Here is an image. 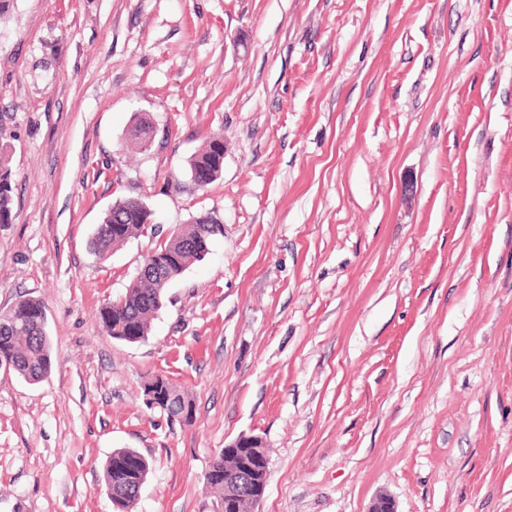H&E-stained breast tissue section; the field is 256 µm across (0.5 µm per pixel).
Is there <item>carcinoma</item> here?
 Instances as JSON below:
<instances>
[{
  "label": "carcinoma",
  "mask_w": 512,
  "mask_h": 512,
  "mask_svg": "<svg viewBox=\"0 0 512 512\" xmlns=\"http://www.w3.org/2000/svg\"><path fill=\"white\" fill-rule=\"evenodd\" d=\"M150 123L141 115L134 117L127 132L130 146L148 145ZM11 156L0 148V224L12 223ZM191 176L219 178L224 169V136H213L206 146L189 160ZM151 212L136 198L116 201L97 225L92 248L105 261L112 251L137 237L148 224ZM224 231L207 216L193 218L175 226L168 240L156 247L158 258L151 270L137 277L117 300L104 304L98 313L106 334L116 340L137 343L144 340L151 322L163 305L167 286L208 252L211 242ZM0 359L25 380L40 382L51 371L53 350L46 331V308L42 301L19 300L5 315H0ZM156 385L170 392L173 415L178 416L190 403L175 387L162 378ZM236 459L219 453L206 473L208 486L224 501V469H232ZM150 473L148 459L134 448H115L103 463V494L111 501L114 512H128L126 494L141 488Z\"/></svg>",
  "instance_id": "obj_1"
}]
</instances>
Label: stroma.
<instances>
[{
	"instance_id": "35a3bbf8",
	"label": "stroma",
	"mask_w": 512,
	"mask_h": 512,
	"mask_svg": "<svg viewBox=\"0 0 512 512\" xmlns=\"http://www.w3.org/2000/svg\"><path fill=\"white\" fill-rule=\"evenodd\" d=\"M0 147V313L42 300L54 351L36 384L0 368V512H113L116 448L151 463L135 512H218L205 474L242 435L269 451L256 512H512V0H10ZM124 198L153 222L99 262ZM201 215L224 233L148 338L107 336ZM157 375L189 419L147 406ZM150 123L141 115L135 116L127 132V141L131 147L142 149L148 145L151 131ZM189 168L191 178L214 175L212 180L195 183L199 188H205L209 181L213 183L217 180L224 169V136H213L202 150L191 157ZM11 156L0 148V224L12 221Z\"/></svg>"
}]
</instances>
